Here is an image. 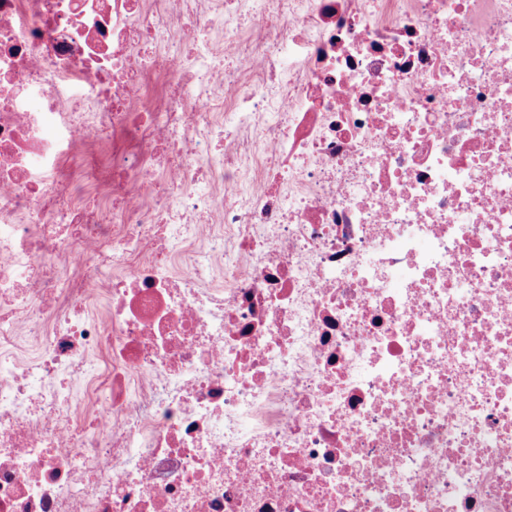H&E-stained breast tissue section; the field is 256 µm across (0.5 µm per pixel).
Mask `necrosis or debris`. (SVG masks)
<instances>
[{"label": "necrosis or debris", "mask_w": 512, "mask_h": 512, "mask_svg": "<svg viewBox=\"0 0 512 512\" xmlns=\"http://www.w3.org/2000/svg\"><path fill=\"white\" fill-rule=\"evenodd\" d=\"M0 512H512V0H0Z\"/></svg>", "instance_id": "obj_1"}]
</instances>
